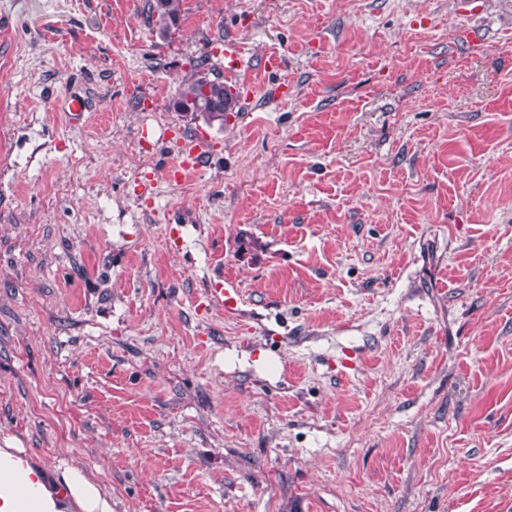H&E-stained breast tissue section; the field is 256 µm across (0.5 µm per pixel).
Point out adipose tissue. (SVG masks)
Returning <instances> with one entry per match:
<instances>
[{
	"label": "adipose tissue",
	"mask_w": 512,
	"mask_h": 512,
	"mask_svg": "<svg viewBox=\"0 0 512 512\" xmlns=\"http://www.w3.org/2000/svg\"><path fill=\"white\" fill-rule=\"evenodd\" d=\"M0 512H112V496L80 465L0 447Z\"/></svg>",
	"instance_id": "ef3b65f1"
}]
</instances>
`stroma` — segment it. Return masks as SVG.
Listing matches in <instances>:
<instances>
[{
    "label": "stroma",
    "instance_id": "stroma-1",
    "mask_svg": "<svg viewBox=\"0 0 512 512\" xmlns=\"http://www.w3.org/2000/svg\"><path fill=\"white\" fill-rule=\"evenodd\" d=\"M146 9L0 0V446L113 512H512V0ZM181 0H149L150 16L156 17V24L163 32L178 25L180 18ZM203 72V76L183 85L176 101V107L182 112L202 118L206 123L218 121L224 123L229 115L236 116L240 110L238 94L226 84L219 73ZM208 159V150L203 137L183 138L175 152V161L170 170L172 179H179L185 171L201 168ZM239 296L240 288L224 284V288H211L207 294V301L209 305L217 306L229 312L237 307Z\"/></svg>",
    "mask_w": 512,
    "mask_h": 512
}]
</instances>
